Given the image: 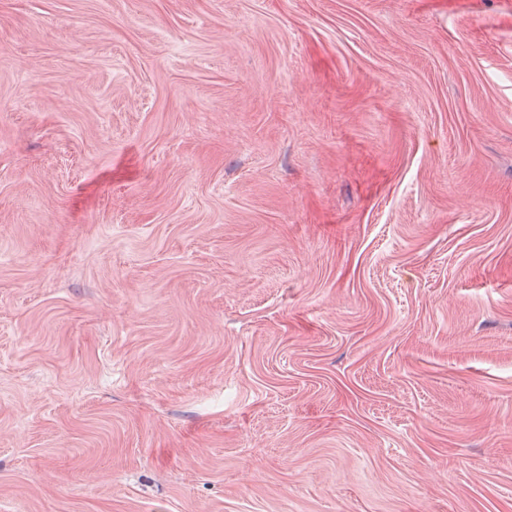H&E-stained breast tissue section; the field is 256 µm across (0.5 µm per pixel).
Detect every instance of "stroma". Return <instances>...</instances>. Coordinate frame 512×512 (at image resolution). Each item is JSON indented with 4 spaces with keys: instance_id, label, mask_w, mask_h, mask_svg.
<instances>
[{
    "instance_id": "stroma-1",
    "label": "stroma",
    "mask_w": 512,
    "mask_h": 512,
    "mask_svg": "<svg viewBox=\"0 0 512 512\" xmlns=\"http://www.w3.org/2000/svg\"><path fill=\"white\" fill-rule=\"evenodd\" d=\"M0 512H512V0H0Z\"/></svg>"
}]
</instances>
